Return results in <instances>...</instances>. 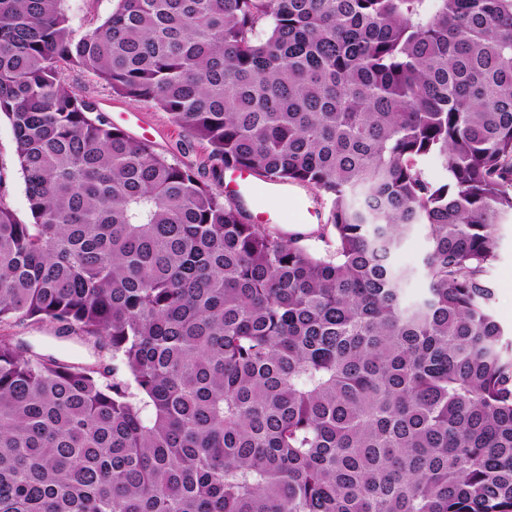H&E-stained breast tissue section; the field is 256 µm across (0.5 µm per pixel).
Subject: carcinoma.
Masks as SVG:
<instances>
[{"instance_id": "cac0c4a2", "label": "carcinoma", "mask_w": 512, "mask_h": 512, "mask_svg": "<svg viewBox=\"0 0 512 512\" xmlns=\"http://www.w3.org/2000/svg\"><path fill=\"white\" fill-rule=\"evenodd\" d=\"M95 74L203 145L94 115ZM0 512H512V0H0ZM445 171L429 179L426 164ZM307 185L333 248L224 170ZM421 227L427 288L393 255ZM50 327L112 364L44 354ZM68 15L76 27H95L115 9L114 0H65ZM14 142L9 122L0 119V164L9 170L8 201L16 215L25 222L32 221L22 174L14 165ZM297 202L309 207L307 215L311 214V209L313 211V215L305 224L295 219ZM246 207L252 215L253 224H277L280 231L287 235L303 234L304 243L314 252L324 253L328 249V243L319 237L323 232V225L326 224L329 210V202L322 193L306 185L288 184V196L250 202ZM498 257L488 270V278L494 289L490 305L492 315L503 328L504 334L512 336V219L509 216L498 226Z\"/></svg>"}]
</instances>
